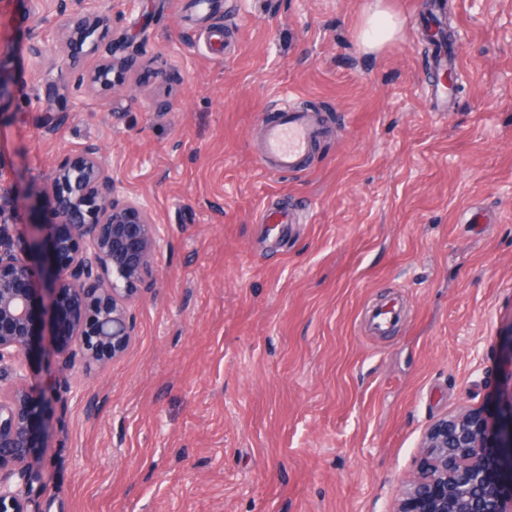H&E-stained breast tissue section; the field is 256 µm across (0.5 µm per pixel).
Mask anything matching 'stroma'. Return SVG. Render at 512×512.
<instances>
[{"label": "stroma", "instance_id": "stroma-1", "mask_svg": "<svg viewBox=\"0 0 512 512\" xmlns=\"http://www.w3.org/2000/svg\"><path fill=\"white\" fill-rule=\"evenodd\" d=\"M445 2L462 90L444 116L430 0H392L405 35L377 54L356 38L369 0H86L111 24L55 98L61 0H0L18 207L94 144L164 239L130 349L45 412L33 512H393L432 423L505 407L512 0ZM123 41L121 86L79 85ZM283 90L322 105L329 134L312 168L276 175L256 155ZM293 201L302 223L269 237L262 209ZM386 301L400 322L376 336L365 316ZM446 51L443 49L441 54L432 62L433 78L429 84V94L439 112L446 114L448 112V80L446 73L443 72L448 68V58Z\"/></svg>", "mask_w": 512, "mask_h": 512}]
</instances>
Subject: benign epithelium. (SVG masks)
I'll return each mask as SVG.
<instances>
[{"label":"benign epithelium","instance_id":"obj_1","mask_svg":"<svg viewBox=\"0 0 512 512\" xmlns=\"http://www.w3.org/2000/svg\"><path fill=\"white\" fill-rule=\"evenodd\" d=\"M108 22V15L72 0L70 46L83 45ZM123 51L112 49L94 81L116 86L112 74L134 64ZM36 194L50 207L52 223L21 221L15 183L0 167V512H31L41 407L71 389L72 369L96 374L128 350L135 336L131 307L162 247L159 225L124 194L96 146L64 157L40 178ZM37 301L62 359L53 380L38 388L27 363ZM504 379L508 414L498 423L470 409L427 430L423 464L397 512H512V365Z\"/></svg>","mask_w":512,"mask_h":512}]
</instances>
